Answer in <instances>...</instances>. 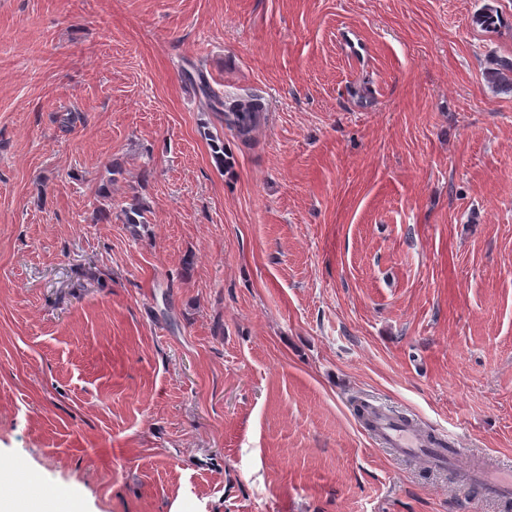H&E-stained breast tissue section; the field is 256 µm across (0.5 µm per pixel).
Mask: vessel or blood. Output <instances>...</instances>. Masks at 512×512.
I'll use <instances>...</instances> for the list:
<instances>
[{
    "mask_svg": "<svg viewBox=\"0 0 512 512\" xmlns=\"http://www.w3.org/2000/svg\"><path fill=\"white\" fill-rule=\"evenodd\" d=\"M369 430L375 441L400 455L417 458L434 469L448 465L449 455L445 449L435 447L433 441L423 438L413 425L386 409L372 411ZM469 477L481 486L485 496L504 500L512 498V471H493L476 464L471 468Z\"/></svg>",
    "mask_w": 512,
    "mask_h": 512,
    "instance_id": "obj_1",
    "label": "vessel or blood"
}]
</instances>
